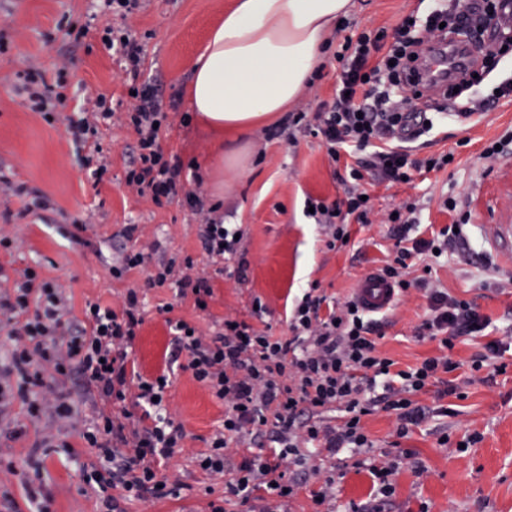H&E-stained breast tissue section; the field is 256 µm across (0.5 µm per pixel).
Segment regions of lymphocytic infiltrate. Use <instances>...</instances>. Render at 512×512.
<instances>
[{"label":"lymphocytic infiltrate","mask_w":512,"mask_h":512,"mask_svg":"<svg viewBox=\"0 0 512 512\" xmlns=\"http://www.w3.org/2000/svg\"><path fill=\"white\" fill-rule=\"evenodd\" d=\"M502 7L500 0H467L462 9L436 10L427 20L425 33L407 22L393 42L384 33H360L347 39L338 53L339 84L331 106L307 115L292 114V124L314 119L327 152L339 159L347 148L365 156L349 168L351 185L344 199L328 204L313 201L318 223L327 228L328 247L349 237L348 225L338 223L343 210L358 223L368 221L369 201L364 200L363 181L398 183L410 170L443 168L446 158H413L408 141L428 131L416 124L414 108L423 96L415 63L416 51L425 34L445 27L459 33L470 28L491 27ZM103 45L111 50L132 96L122 117L137 134L136 155L126 183L137 193H150L154 203L183 196L188 206L200 207L196 193L183 192L181 166L171 161L158 144V124L167 118V105L151 84L143 81L144 56L140 42L129 32L104 29ZM20 90L32 111L43 112L50 100H65L68 68L60 66L53 80L28 69L20 76ZM115 111L105 97L74 109L67 118V132L79 152L81 169L100 179L108 171L106 159L91 160L83 150L95 137L99 125L110 123ZM413 217H394L392 236L398 242L393 258L379 271L399 291H428V316L420 333L439 340L444 354L423 359L409 369H395L392 359L377 351L376 330L355 300L339 310L323 312V296L305 291L289 322V335L275 336L237 319L225 320L221 331L209 336L191 332L182 320L170 328L179 350L185 351L183 370L224 400V425L199 457L207 473L224 475L225 500H237L250 512H288L287 506L299 488L287 476L284 459L301 460L302 444L319 447L328 457L344 451L371 447L362 419L377 411L395 415L396 436L405 438L419 424L425 409L417 394L430 392L442 400L458 391L450 375L457 365L446 354L454 341L482 332L486 323L473 303L429 287L426 278H409L408 261L416 253L446 250L461 235L446 226L439 237L410 239ZM172 262L158 259L145 281L156 288L175 283L180 295H193L196 304L213 295L209 278L183 271L172 279ZM16 323L9 336L6 373L16 387H0V405L12 395L27 403L31 416H39L45 403H52L58 417H70L72 393L59 390L55 375L76 374L85 391L94 393L104 407L100 417L82 425L78 439L85 448L96 449L99 469L81 471L83 484L104 489L102 512H123L120 495L165 499L179 496L181 483H167L159 466L170 459L184 438L181 425L165 416L168 379L134 377L130 353L144 322L139 289H129L121 310L86 304L82 317H74L63 290L28 270L23 281L0 300ZM133 410H126V403ZM343 408L341 424L325 421L324 414ZM268 439L267 453L229 459V443Z\"/></svg>","instance_id":"lymphocytic-infiltrate-1"}]
</instances>
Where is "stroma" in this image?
Returning a JSON list of instances; mask_svg holds the SVG:
<instances>
[{
	"label": "stroma",
	"mask_w": 512,
	"mask_h": 512,
	"mask_svg": "<svg viewBox=\"0 0 512 512\" xmlns=\"http://www.w3.org/2000/svg\"><path fill=\"white\" fill-rule=\"evenodd\" d=\"M231 2L143 0L139 12L124 18L93 11L89 0H0V175L6 179L0 185V234L14 241L10 248L0 247V292L31 268L57 283L78 312L89 302L120 309L127 289H142L144 322L130 359L140 376L163 374L169 380L167 415L182 426L185 437L160 472L185 488L176 498H128L121 506L124 512H209L210 502L225 500L224 479L202 471L197 459L221 430L225 406L181 369L169 321H187L207 336L225 318L236 317L274 335H287L289 318L305 289L318 286L329 305L339 306L353 296L364 274L384 264L394 245L388 224L392 211L416 208L417 239L432 238L468 216L463 223L466 246L430 260L415 258L409 269L414 277L429 273L434 286L472 301L489 321L484 335L458 337L450 352L457 364L452 377L463 393L454 402L456 412L447 417L429 413L402 440L394 435L392 415L370 416L364 425L373 445L359 457L373 459L396 440L418 452L424 472L405 461L399 464L387 512H512V366L502 374L490 367L478 372L471 368L473 358L492 340L502 345L505 360L512 363V264L488 245L495 224L512 216V152L492 159L482 156L489 141L512 128V95L494 96L502 83L512 80V52L469 92L477 100L494 99L491 109L471 122L431 112L433 128L417 141L415 154L424 158L450 152L454 163L442 170L416 171L406 184L369 186L374 198L369 225L353 224L349 242L331 250L321 226L306 214L308 198L333 202L345 191L344 169L331 160L321 138L279 120L243 138L239 146L247 160L228 171L223 143L182 120L192 63ZM433 7V0H353L292 111L314 113L332 98L340 68L337 54L347 37L377 29L391 34L408 19L424 27ZM79 18L89 19L90 27L76 41L67 27ZM108 27L127 30L141 43L145 78L163 99L176 101L159 133L160 146L166 157L182 163L184 191L198 193L208 205L217 206L225 223L241 229L236 255L220 261L206 254L199 238L204 214L182 199L158 205L128 189L133 130L118 122L100 128L95 142L110 171L98 183L77 164L64 112L56 107L51 117H44L15 92L18 74L26 67H36L50 79L68 61L72 70L67 95L102 94L126 101L119 67L100 40ZM19 184L26 186L27 195L13 194ZM448 198L457 199V210L445 207ZM76 219L86 226L80 244L67 235ZM130 224L136 230L129 237L124 230ZM128 251L142 252L143 265L113 277V262ZM161 257L192 260L211 279L214 295L207 309L197 308L193 297L180 296L173 284L145 287ZM257 300L264 307L259 314L252 310ZM427 307L426 292L413 288L391 310L372 317L380 351L398 368L441 352L438 342L416 335ZM443 432L449 436L444 446L437 442ZM474 432L481 434V441L464 446ZM49 434L60 443L72 437L69 425L52 410L34 418L18 399L0 407V512H32L33 492L50 512H98L96 492L83 496L77 491V466L95 463L94 449H83L75 461L60 445L42 447ZM354 460L346 453L329 458L305 450L303 464L289 468L302 485L288 512H351L352 504L368 500L374 492L372 478ZM334 470L341 476L324 507H316L312 493Z\"/></svg>",
	"instance_id": "1"
}]
</instances>
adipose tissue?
Segmentation results:
<instances>
[{
  "label": "adipose tissue",
  "mask_w": 512,
  "mask_h": 512,
  "mask_svg": "<svg viewBox=\"0 0 512 512\" xmlns=\"http://www.w3.org/2000/svg\"><path fill=\"white\" fill-rule=\"evenodd\" d=\"M352 0H234L192 66V120L216 135L253 133L299 98Z\"/></svg>",
  "instance_id": "ef3b65f1"
}]
</instances>
